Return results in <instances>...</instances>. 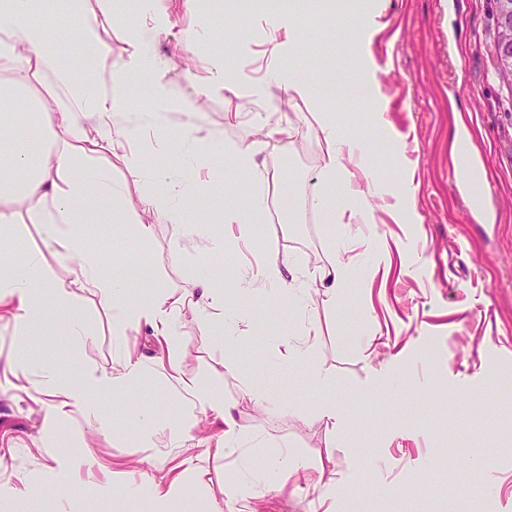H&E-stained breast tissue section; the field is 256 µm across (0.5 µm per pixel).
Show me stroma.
Instances as JSON below:
<instances>
[{
	"instance_id": "obj_1",
	"label": "stroma",
	"mask_w": 512,
	"mask_h": 512,
	"mask_svg": "<svg viewBox=\"0 0 512 512\" xmlns=\"http://www.w3.org/2000/svg\"><path fill=\"white\" fill-rule=\"evenodd\" d=\"M164 2L154 54L170 67L176 107L201 104L195 121L247 143L279 119L267 112L265 94L292 103V137L263 138L257 156L267 175L260 184L266 209L251 238L221 226L225 210L251 209L253 189L236 182L232 160L219 170L201 166L200 190L188 204L201 235L186 250L224 274L228 306L262 321L239 351H222L218 331L203 330L192 315L203 291L189 287L188 270L175 259L171 225H156L147 242L114 237L108 214L87 225L86 238L104 248L105 270L148 263L181 297L179 373L171 375L166 347L148 326L113 336L112 314L93 289L71 288V308L46 311L37 333L19 334L1 306L0 498L27 487L52 512H125L119 490L134 484L143 512H153L155 487L176 484L185 493L167 500L166 512H237L224 494L236 483L251 512H347L352 500L366 512H458L473 489L468 512H512V392L500 390L512 383V87L496 73L494 0H358L353 14L338 0H304L276 18L266 17L261 0L246 14L226 0L223 14L210 17L197 0ZM331 16L361 22L362 70L347 43L322 53ZM297 22L304 37L295 44L284 32ZM193 29H220L224 37L187 74ZM273 58L312 86L359 78L366 98L383 96V125H357L358 101L293 100L287 86L266 88ZM457 110L482 162L474 195L491 211L486 220L470 214L456 189ZM318 111L334 113L344 133L367 142L381 196L365 221L332 223L307 203L323 164L311 130ZM217 229L224 250L205 253V236ZM334 239L345 242L352 275L332 301L317 275L336 258ZM271 246L309 276L307 317L288 314L285 298L238 294L240 274L257 271ZM75 312L86 335L69 333ZM310 327L317 336L309 360L281 364L274 339H297ZM125 355L144 371L121 405L100 396L112 411L111 429L77 407L55 416L49 378L72 381L86 371L113 378ZM316 370L327 384L313 378ZM186 382L223 398L250 434L245 456L225 455L223 423L208 412H197L185 434L170 422L142 434L145 408L181 409ZM252 383L278 411H260L248 395ZM326 398L345 413L337 424L317 415ZM288 450L314 463L330 456V486L317 488L284 466L273 484H261L269 463Z\"/></svg>"
}]
</instances>
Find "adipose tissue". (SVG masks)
<instances>
[{
	"label": "adipose tissue",
	"instance_id": "ef3b65f1",
	"mask_svg": "<svg viewBox=\"0 0 512 512\" xmlns=\"http://www.w3.org/2000/svg\"><path fill=\"white\" fill-rule=\"evenodd\" d=\"M111 3L66 0L67 22L61 38L78 44L92 61L87 76L77 80L46 49L47 31L31 19L33 0H0V234L14 235L21 224L40 225L48 244L62 248L71 260L74 283L97 289L111 309L113 336L145 323L154 335L166 339L175 354L180 348L181 298L160 281L148 283L140 298H132L130 281L107 273L102 262L88 253L82 228L97 223L100 210L108 208L113 223L128 225L137 239H150L159 224L173 225L178 239H192L196 227L187 221V205L197 190L195 172L213 135L203 127L185 128L177 168L144 166L137 146L167 119L150 112L141 114L138 121H128V113L134 110L129 86L136 79L150 87L163 86L166 72L151 55L159 31L150 12H142L134 24L129 61H114L104 36ZM315 121L313 132L324 160L320 172L324 189L311 195L309 205L332 218L336 212L328 205V190L351 186L357 179L370 183L374 176L368 165L354 170L347 165L364 153L363 141L344 135L329 114H318ZM27 124L41 132L44 147L34 150L15 142V132ZM121 170L134 176V187L117 181ZM178 258L189 271V286L209 292L207 305L194 308V315L205 322L211 310H223L224 334L234 335L248 322V311L225 307L220 278L191 254L182 251ZM301 279L300 270L286 266L273 249L257 272L241 279L240 286L258 296L293 291L303 310L308 290L301 287ZM68 303L65 282L38 257L20 259L14 271L0 268V305H14L22 326L35 327L42 311ZM141 373L140 363L129 360L121 378L86 374L57 387L56 393L65 404L79 405L108 427L112 415L91 398V391L110 394L114 403H122L130 394L129 381Z\"/></svg>",
	"mask_w": 512,
	"mask_h": 512
}]
</instances>
